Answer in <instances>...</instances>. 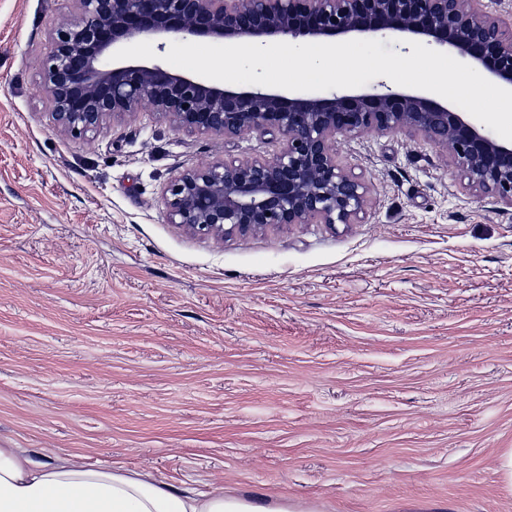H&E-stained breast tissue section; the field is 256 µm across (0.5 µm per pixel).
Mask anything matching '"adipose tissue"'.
Listing matches in <instances>:
<instances>
[{"mask_svg": "<svg viewBox=\"0 0 512 512\" xmlns=\"http://www.w3.org/2000/svg\"><path fill=\"white\" fill-rule=\"evenodd\" d=\"M0 512H267L223 491L176 489L147 473L37 462L0 448Z\"/></svg>", "mask_w": 512, "mask_h": 512, "instance_id": "1", "label": "adipose tissue"}]
</instances>
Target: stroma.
<instances>
[{
  "label": "stroma",
  "mask_w": 512,
  "mask_h": 512,
  "mask_svg": "<svg viewBox=\"0 0 512 512\" xmlns=\"http://www.w3.org/2000/svg\"><path fill=\"white\" fill-rule=\"evenodd\" d=\"M72 0H0V448L302 512H512V209L438 147L337 136L360 223L223 240L169 223L180 172L276 136L150 107L54 124Z\"/></svg>",
  "instance_id": "obj_1"
}]
</instances>
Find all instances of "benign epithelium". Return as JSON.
I'll return each mask as SVG.
<instances>
[{
	"mask_svg": "<svg viewBox=\"0 0 512 512\" xmlns=\"http://www.w3.org/2000/svg\"><path fill=\"white\" fill-rule=\"evenodd\" d=\"M76 14L55 30L42 61V85L58 128L96 135L149 104L189 133L279 136L269 157L216 161L171 180L166 218L217 239L291 224H357L369 187L336 159L338 135L421 136L443 149L470 188L512 208V141H497L462 113L422 92L381 84L328 97L262 86L234 89L176 73L154 61L111 57L142 39L257 44L378 34L423 40L470 59L512 90V17L476 7L480 0H72Z\"/></svg>",
	"mask_w": 512,
	"mask_h": 512,
	"instance_id": "obj_1",
	"label": "benign epithelium"
}]
</instances>
